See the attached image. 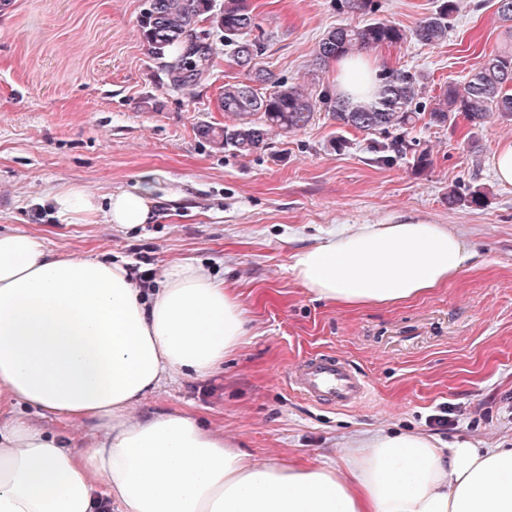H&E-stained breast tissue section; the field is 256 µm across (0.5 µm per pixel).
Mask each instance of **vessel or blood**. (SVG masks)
<instances>
[{
  "mask_svg": "<svg viewBox=\"0 0 512 512\" xmlns=\"http://www.w3.org/2000/svg\"><path fill=\"white\" fill-rule=\"evenodd\" d=\"M295 390L312 401L330 406L349 407L369 393L365 376L345 360L318 354L300 361L289 371Z\"/></svg>",
  "mask_w": 512,
  "mask_h": 512,
  "instance_id": "obj_1",
  "label": "vessel or blood"
}]
</instances>
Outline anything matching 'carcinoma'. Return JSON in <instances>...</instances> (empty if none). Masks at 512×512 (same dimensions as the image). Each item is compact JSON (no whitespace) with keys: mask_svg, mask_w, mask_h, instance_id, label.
<instances>
[{"mask_svg":"<svg viewBox=\"0 0 512 512\" xmlns=\"http://www.w3.org/2000/svg\"><path fill=\"white\" fill-rule=\"evenodd\" d=\"M339 9L351 14L374 13L373 0H339ZM455 0H440L435 11L420 19L411 34L382 18L362 26L339 24L327 30L317 43L313 65L325 67L341 56L369 48L392 45L411 37L423 44H438L448 37V17ZM206 21L219 30L234 64L246 78L224 84L220 106L232 117L222 127L202 125L198 132L218 149L241 155L267 146L272 133L286 137L304 129L317 106L332 103V118L341 128L366 134H388L420 119L427 111L429 123L445 126L462 114L473 125L497 117L512 121V48L489 54L463 83L450 84L420 107L424 83L396 70L379 74V98L374 101L331 97L305 85L290 83L261 62L263 43L252 36L259 28L246 0H224L214 8L211 0H146L141 29L152 53L170 61L165 67L173 85L180 87L208 68L212 52L207 33L197 31Z\"/></svg>","mask_w":512,"mask_h":512,"instance_id":"carcinoma-1","label":"carcinoma"}]
</instances>
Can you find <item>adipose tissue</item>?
Listing matches in <instances>:
<instances>
[{"label":"adipose tissue","instance_id":"obj_1","mask_svg":"<svg viewBox=\"0 0 512 512\" xmlns=\"http://www.w3.org/2000/svg\"><path fill=\"white\" fill-rule=\"evenodd\" d=\"M364 56L338 59V95H375ZM154 189L112 194L107 208L77 186L56 192L74 224L104 211L125 228L156 218ZM477 263L446 226L407 218L338 233L299 250L294 277L343 309L425 296ZM247 333L243 307L201 266L176 262L155 287L126 268L56 255L23 231L0 233V396L19 404L0 426V512H512V447H436L386 433L343 467L255 462L192 415L137 408L167 379L205 377ZM93 428L81 445L34 426L26 409Z\"/></svg>","mask_w":512,"mask_h":512}]
</instances>
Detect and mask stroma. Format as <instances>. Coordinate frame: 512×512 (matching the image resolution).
I'll return each instance as SVG.
<instances>
[{"instance_id":"1","label":"stroma","mask_w":512,"mask_h":512,"mask_svg":"<svg viewBox=\"0 0 512 512\" xmlns=\"http://www.w3.org/2000/svg\"><path fill=\"white\" fill-rule=\"evenodd\" d=\"M146 0H0V232L22 230L56 253L123 261L158 276L191 259L223 280L247 318L242 345L200 379L176 377L147 410H182L236 442L250 459L341 462L358 440L417 432L439 447L512 442V186L487 164L512 122L465 117L394 132L406 152L378 161L372 136L338 128L328 106L287 138L243 156L199 136L221 126L224 83L243 78L220 33L207 71L170 81L139 26ZM377 15L412 30L436 0H376ZM263 63L289 81L332 90L312 66L323 33L343 21L336 0H247ZM512 44L496 0H458L448 38L384 46V68L407 70L440 93L486 55ZM429 164L419 169L414 153ZM159 176L155 223L125 229L96 215L56 216L51 195L78 185L98 199ZM484 195L481 204L472 192ZM445 224L480 265L400 305L342 309L293 276L295 253L358 224L400 217ZM329 353L371 382L351 408L314 403L288 383L300 360ZM453 422L431 425L441 408Z\"/></svg>"}]
</instances>
